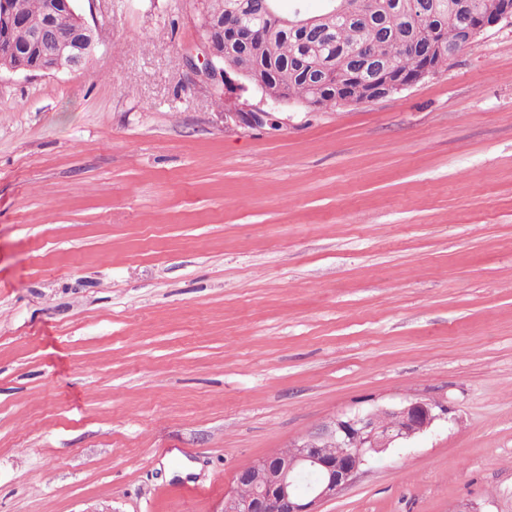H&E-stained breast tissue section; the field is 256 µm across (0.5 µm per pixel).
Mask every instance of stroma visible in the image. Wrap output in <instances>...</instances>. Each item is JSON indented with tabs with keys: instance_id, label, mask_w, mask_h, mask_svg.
Returning <instances> with one entry per match:
<instances>
[{
	"instance_id": "obj_1",
	"label": "stroma",
	"mask_w": 512,
	"mask_h": 512,
	"mask_svg": "<svg viewBox=\"0 0 512 512\" xmlns=\"http://www.w3.org/2000/svg\"><path fill=\"white\" fill-rule=\"evenodd\" d=\"M0 71V512H221L327 419L447 404L322 512H512V24L376 100L225 127L200 0Z\"/></svg>"
}]
</instances>
